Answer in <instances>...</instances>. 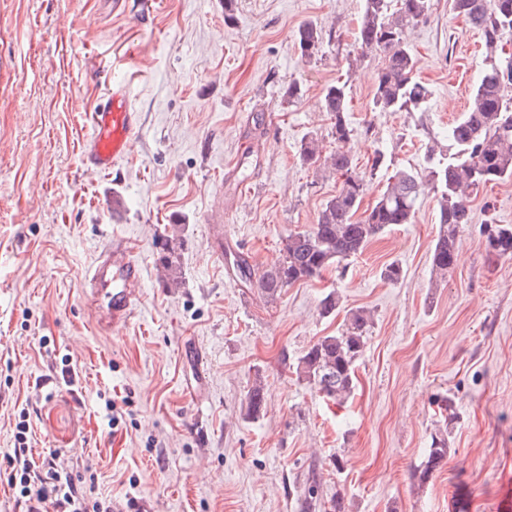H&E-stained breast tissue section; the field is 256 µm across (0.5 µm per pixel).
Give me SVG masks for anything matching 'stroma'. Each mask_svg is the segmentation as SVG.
<instances>
[{
  "instance_id": "1",
  "label": "stroma",
  "mask_w": 512,
  "mask_h": 512,
  "mask_svg": "<svg viewBox=\"0 0 512 512\" xmlns=\"http://www.w3.org/2000/svg\"><path fill=\"white\" fill-rule=\"evenodd\" d=\"M362 4L234 0L228 21L224 0H156L140 26L141 0H0V512H20L7 456L23 417L34 458L55 454L112 512H301L311 484L314 512H333L339 494L345 512H512V257L488 255L479 234L488 220L512 224V180L472 197L444 279L431 273L429 189L412 223L276 298L233 267L237 254L277 263L288 234L316 224L338 191L300 147L313 136L331 149L323 96L342 74L362 168L377 150L422 167L432 137L467 107L487 51L448 0H432L407 34L432 90L427 111H371L381 57L352 74L346 62ZM308 21L324 37L309 59L295 39ZM117 74L131 83L138 133L112 172L92 176L85 114ZM224 202L226 256L208 222ZM171 224L183 228L178 288L156 267L155 240ZM116 234L143 273L132 318L112 332L80 282ZM394 261L404 277L390 283L381 271ZM331 291L339 305L325 314ZM357 309L371 314L367 344L355 390L337 404L296 365ZM188 336L203 368L181 350ZM200 370L206 387L193 397ZM258 377L265 404L253 417ZM439 433L451 452L420 480Z\"/></svg>"
}]
</instances>
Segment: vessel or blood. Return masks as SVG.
I'll use <instances>...</instances> for the list:
<instances>
[{"label":"vessel or blood","mask_w":512,"mask_h":512,"mask_svg":"<svg viewBox=\"0 0 512 512\" xmlns=\"http://www.w3.org/2000/svg\"><path fill=\"white\" fill-rule=\"evenodd\" d=\"M88 118L92 134L84 145L85 162L94 172L105 174L126 157L138 131L129 85L109 82L103 102ZM141 279V264L126 237H113L111 247L92 262L81 281L84 295L95 305L100 328L118 330L129 322Z\"/></svg>","instance_id":"vessel-or-blood-1"}]
</instances>
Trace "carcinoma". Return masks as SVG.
Returning <instances> with one entry per match:
<instances>
[{"label":"carcinoma","instance_id":"cac0c4a2","mask_svg":"<svg viewBox=\"0 0 512 512\" xmlns=\"http://www.w3.org/2000/svg\"><path fill=\"white\" fill-rule=\"evenodd\" d=\"M431 9V0H363L356 34V54L348 67L363 61L369 53L382 56L372 94L373 112H424L431 98L430 86L416 76L417 57L405 40L407 28L419 23ZM452 14L477 30L489 52L485 68L473 84L472 94L461 119L448 127V157L435 159L428 151L427 166L421 170L398 169L366 215L358 219L369 185L383 167H390L384 152L374 153L366 170L357 167L346 149L352 128L347 82L327 87L323 107L333 120L334 150L322 156L317 139L301 144L304 161L325 159L341 179L336 195L322 207L317 224L283 240L281 262L261 271L242 258L236 259L240 281L254 286L268 297L295 283L322 274L334 263L362 252L392 224L413 222L417 201L426 187L437 195L440 230L432 252V271L444 277L456 262L460 233L471 223L470 191L489 183L512 180V59L494 56L504 36L512 33V0H450ZM301 56L318 53L322 29L313 22L296 32ZM180 225L156 240L157 266L162 282L178 288L182 282L179 250ZM486 252L497 257L512 256V224L485 222L480 225ZM370 317L363 310L350 313L345 329L324 336L299 357L298 377L324 397L337 403L349 397L355 387L356 362L367 341ZM265 401L264 384L256 378L247 396V412L257 417ZM448 439L433 437L422 471L428 476L449 454Z\"/></svg>","mask_w":512,"mask_h":512}]
</instances>
